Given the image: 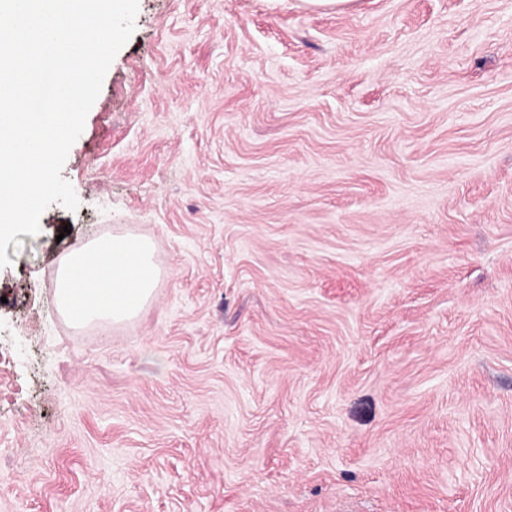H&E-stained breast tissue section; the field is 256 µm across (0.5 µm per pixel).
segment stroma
Returning <instances> with one entry per match:
<instances>
[{"label": "stroma", "instance_id": "stroma-1", "mask_svg": "<svg viewBox=\"0 0 512 512\" xmlns=\"http://www.w3.org/2000/svg\"><path fill=\"white\" fill-rule=\"evenodd\" d=\"M0 267V512H512V0H139ZM150 238L76 330L60 258ZM160 276L150 239L99 236L60 259L55 303L75 328H106L137 317L153 299Z\"/></svg>", "mask_w": 512, "mask_h": 512}]
</instances>
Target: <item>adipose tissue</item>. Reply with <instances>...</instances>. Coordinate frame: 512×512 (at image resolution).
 <instances>
[{"label":"adipose tissue","instance_id":"adipose-tissue-1","mask_svg":"<svg viewBox=\"0 0 512 512\" xmlns=\"http://www.w3.org/2000/svg\"><path fill=\"white\" fill-rule=\"evenodd\" d=\"M160 276L150 239L99 236L60 259L55 303L73 327L105 328L137 317Z\"/></svg>","mask_w":512,"mask_h":512}]
</instances>
